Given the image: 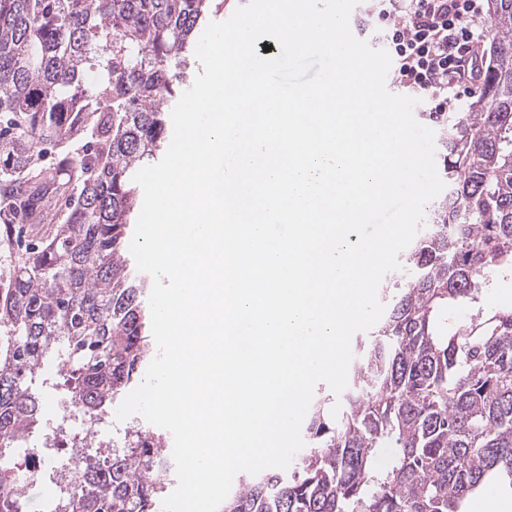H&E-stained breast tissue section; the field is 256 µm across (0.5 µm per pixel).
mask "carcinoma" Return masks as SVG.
Listing matches in <instances>:
<instances>
[{"label":"carcinoma","instance_id":"carcinoma-1","mask_svg":"<svg viewBox=\"0 0 512 512\" xmlns=\"http://www.w3.org/2000/svg\"><path fill=\"white\" fill-rule=\"evenodd\" d=\"M496 37L470 111L443 129L448 192L402 252L411 277L357 340L348 388L319 396L287 470L245 473L223 512H462L488 479L512 487V307L481 297L512 272V0H487ZM224 0H0V512H24L18 438L40 425L41 389L93 415L150 361V278L126 255L136 172L169 139L175 81ZM65 149L51 167L37 145ZM63 196L65 208L49 198ZM470 319L450 330L448 305ZM127 428L86 456L84 485L51 512H157L172 462ZM391 449L390 462L379 463Z\"/></svg>","mask_w":512,"mask_h":512}]
</instances>
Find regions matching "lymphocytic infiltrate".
<instances>
[{"label":"lymphocytic infiltrate","instance_id":"lymphocytic-infiltrate-1","mask_svg":"<svg viewBox=\"0 0 512 512\" xmlns=\"http://www.w3.org/2000/svg\"><path fill=\"white\" fill-rule=\"evenodd\" d=\"M480 12V0H371L360 25L390 54L395 84L445 115L457 87L481 71Z\"/></svg>","mask_w":512,"mask_h":512}]
</instances>
